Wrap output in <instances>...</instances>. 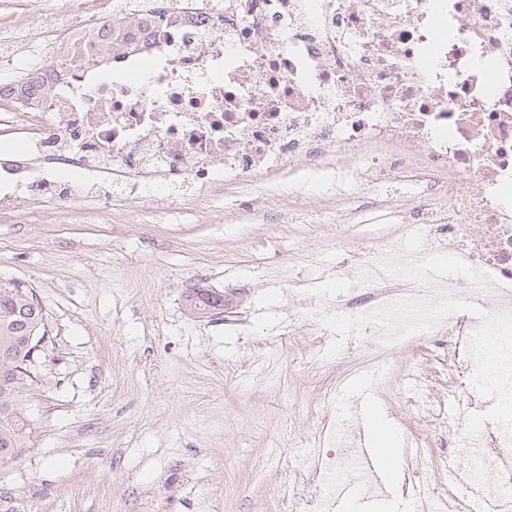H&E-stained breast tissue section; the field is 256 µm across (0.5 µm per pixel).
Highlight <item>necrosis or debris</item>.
Masks as SVG:
<instances>
[{
    "label": "necrosis or debris",
    "instance_id": "4bbe7bcc",
    "mask_svg": "<svg viewBox=\"0 0 512 512\" xmlns=\"http://www.w3.org/2000/svg\"><path fill=\"white\" fill-rule=\"evenodd\" d=\"M166 24H153L156 12ZM70 54L30 68L25 92L0 87V219L37 212L53 178L130 181L146 199L175 183L222 185L334 158L341 178L395 196L398 170L436 173L415 219L435 227L465 276L419 288L416 254L393 238L345 270L372 296L337 307L376 343L448 339V384L411 409L484 402L471 375L496 341L497 381L512 386V0H204L193 9L141 0L140 27L66 0ZM445 512L456 487L512 512V427L473 434L449 422ZM354 448L318 458L312 482L362 477Z\"/></svg>",
    "mask_w": 512,
    "mask_h": 512
}]
</instances>
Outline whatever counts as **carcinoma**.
Instances as JSON below:
<instances>
[{
  "mask_svg": "<svg viewBox=\"0 0 512 512\" xmlns=\"http://www.w3.org/2000/svg\"><path fill=\"white\" fill-rule=\"evenodd\" d=\"M188 301L199 311L224 308V296L203 290L188 295ZM44 337V313L33 292L0 284V464L16 458L31 442L32 431L16 400L31 384L26 362Z\"/></svg>",
  "mask_w": 512,
  "mask_h": 512,
  "instance_id": "1",
  "label": "carcinoma"
}]
</instances>
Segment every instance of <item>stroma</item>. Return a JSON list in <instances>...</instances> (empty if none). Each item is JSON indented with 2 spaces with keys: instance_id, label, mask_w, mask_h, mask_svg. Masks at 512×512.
Listing matches in <instances>:
<instances>
[{
  "instance_id": "35a3bbf8",
  "label": "stroma",
  "mask_w": 512,
  "mask_h": 512,
  "mask_svg": "<svg viewBox=\"0 0 512 512\" xmlns=\"http://www.w3.org/2000/svg\"><path fill=\"white\" fill-rule=\"evenodd\" d=\"M61 3L0 15L32 48L0 82L32 64L47 19L64 23ZM404 183L390 201L355 189L340 206L331 168L208 192L176 183L151 202L126 184L96 189L91 216L71 201L62 223H0V280L31 289L47 332L19 396L33 446L0 466V496L15 512H291L323 415L352 422L351 385L367 375L385 390L376 404L394 402L396 433L424 437L420 455L399 450V470L434 482L448 434L414 417L411 374L447 383V337L368 361L371 339L323 306L357 295L342 268L387 236L430 253L428 225L390 217L424 197L425 182ZM195 289L223 295V313L190 309Z\"/></svg>"
}]
</instances>
